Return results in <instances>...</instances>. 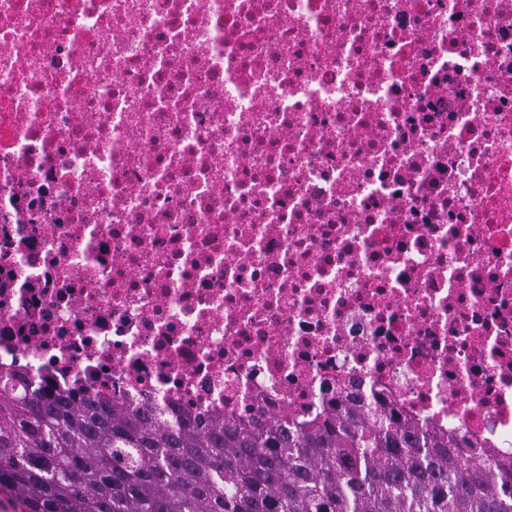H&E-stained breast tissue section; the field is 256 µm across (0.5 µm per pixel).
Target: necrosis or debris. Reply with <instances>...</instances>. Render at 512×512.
<instances>
[{
  "label": "necrosis or debris",
  "mask_w": 512,
  "mask_h": 512,
  "mask_svg": "<svg viewBox=\"0 0 512 512\" xmlns=\"http://www.w3.org/2000/svg\"><path fill=\"white\" fill-rule=\"evenodd\" d=\"M512 454V0H0V373Z\"/></svg>",
  "instance_id": "obj_1"
}]
</instances>
